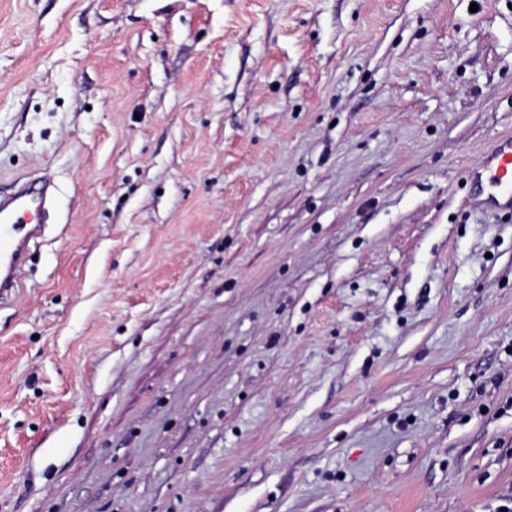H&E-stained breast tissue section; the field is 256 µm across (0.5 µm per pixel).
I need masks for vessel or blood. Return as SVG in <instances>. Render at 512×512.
<instances>
[{
    "instance_id": "1",
    "label": "vessel or blood",
    "mask_w": 512,
    "mask_h": 512,
    "mask_svg": "<svg viewBox=\"0 0 512 512\" xmlns=\"http://www.w3.org/2000/svg\"><path fill=\"white\" fill-rule=\"evenodd\" d=\"M471 175L486 183L485 206L512 208V136L499 138ZM57 192L53 180L20 179L11 193L0 196V302L18 288L29 245L44 232L32 215L31 197L37 195L47 201Z\"/></svg>"
}]
</instances>
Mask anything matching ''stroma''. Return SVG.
<instances>
[{
	"instance_id": "stroma-1",
	"label": "stroma",
	"mask_w": 512,
	"mask_h": 512,
	"mask_svg": "<svg viewBox=\"0 0 512 512\" xmlns=\"http://www.w3.org/2000/svg\"><path fill=\"white\" fill-rule=\"evenodd\" d=\"M512 0H0V512L512 507ZM469 176L484 179L487 198L476 202L490 208H512V136L499 138ZM57 192L53 180L19 179L11 193L0 196V302L20 287L29 245L44 232L40 216L35 221L32 215L31 197L37 194L48 201Z\"/></svg>"
}]
</instances>
